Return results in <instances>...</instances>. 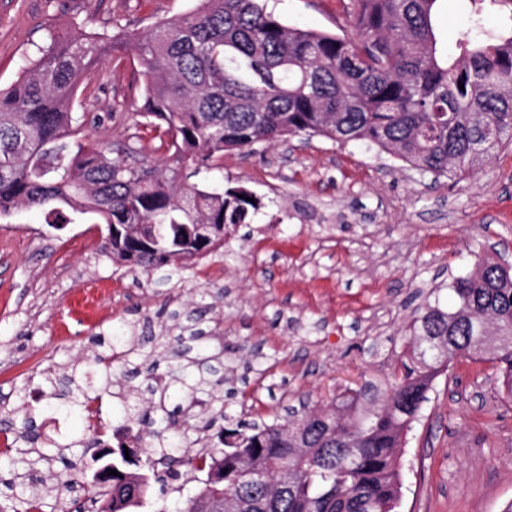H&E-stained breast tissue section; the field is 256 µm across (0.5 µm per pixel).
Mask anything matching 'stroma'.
Returning <instances> with one entry per match:
<instances>
[{
  "mask_svg": "<svg viewBox=\"0 0 512 512\" xmlns=\"http://www.w3.org/2000/svg\"><path fill=\"white\" fill-rule=\"evenodd\" d=\"M195 0H0V86L20 76L49 34L80 28L123 36L192 10ZM290 26L353 34L352 0H267ZM136 58L103 57L77 99L84 131L100 144L152 155L159 131L141 124ZM196 182L242 187L260 202L223 246L176 266L143 270L107 247V227L46 223L21 210L0 219V421L18 434L27 414L61 443L89 437L84 420L54 421L34 396L48 371H96L112 336L143 347L130 378L117 369L107 417L122 421L120 394L165 374L178 341L203 353L213 391L204 411L182 407L189 439L213 443L237 422L287 419L289 408H328L347 392L387 381L407 351L416 298L450 305L448 285L477 256L512 262V146L462 179L420 174L361 143L297 136L225 153ZM105 282L111 295L90 318L75 295ZM26 386L28 396L16 395ZM407 437L400 512H504L512 503V399L491 363L458 358L438 376Z\"/></svg>",
  "mask_w": 512,
  "mask_h": 512,
  "instance_id": "obj_1",
  "label": "stroma"
}]
</instances>
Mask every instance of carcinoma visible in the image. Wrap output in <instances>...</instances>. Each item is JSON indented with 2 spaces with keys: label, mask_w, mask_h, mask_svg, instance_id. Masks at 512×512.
<instances>
[{
  "label": "carcinoma",
  "mask_w": 512,
  "mask_h": 512,
  "mask_svg": "<svg viewBox=\"0 0 512 512\" xmlns=\"http://www.w3.org/2000/svg\"><path fill=\"white\" fill-rule=\"evenodd\" d=\"M442 0H354V34L346 38L290 27L261 0H198L189 13L122 39L96 32L51 35L19 79L0 89V217L21 207L43 210L48 224L64 211L107 225L112 254L145 270L173 266L224 245L226 224H245L260 203L243 187L187 184L183 171L214 169L224 152L305 134L338 143L365 142L437 178L483 163L512 146V0H463L472 36L459 54L441 51L434 17ZM500 24L485 29V15ZM132 52L143 69L139 116L163 130L169 164L124 147L123 158L81 132L73 115L105 54ZM214 229L198 241L195 225ZM450 309L426 301L414 312L410 350L381 393L349 397L330 412L314 409L284 424L243 425L223 447L194 449L166 412L167 383L136 397L126 421L139 450L112 460V492L89 498L95 512H133L159 486L156 512H201L224 494V512H397L406 439L429 401L435 379L462 356L496 366L512 397V268L478 260L455 279ZM100 381L86 374L45 377V408L65 417L112 383V355ZM200 378L187 387L193 404L213 399ZM24 419L14 454L0 457L13 475L0 512H43L33 465L66 462L67 483L89 467L66 458L75 443L25 447ZM130 458H125V455ZM206 479L182 502L174 482L188 471Z\"/></svg>",
  "instance_id": "carcinoma-1"
}]
</instances>
